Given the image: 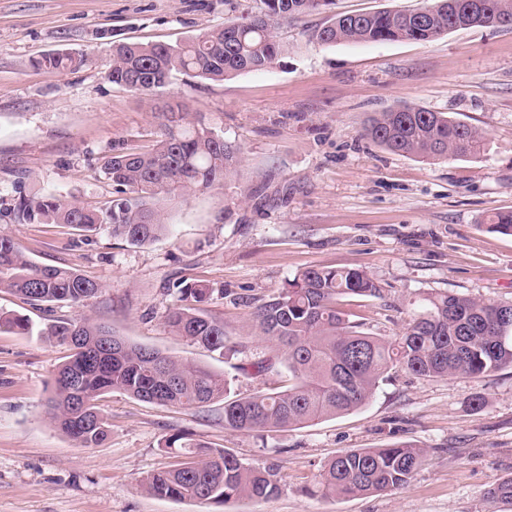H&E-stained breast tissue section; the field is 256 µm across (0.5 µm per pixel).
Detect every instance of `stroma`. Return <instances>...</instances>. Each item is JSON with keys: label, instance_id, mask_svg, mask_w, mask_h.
Segmentation results:
<instances>
[{"label": "stroma", "instance_id": "stroma-1", "mask_svg": "<svg viewBox=\"0 0 512 512\" xmlns=\"http://www.w3.org/2000/svg\"><path fill=\"white\" fill-rule=\"evenodd\" d=\"M421 4L334 0L330 12L278 25L288 48L280 65L222 81L179 73L159 100L109 80L113 44L175 45L241 18L255 0H0V236L101 285L80 309L0 291V313L34 328L0 332V512H496L489 489L512 476L511 368L434 380L395 369L359 409L282 432L226 429L220 401L187 409L120 392L99 401L110 425L100 447H77L47 418L52 377L68 350L39 331L80 313L223 373L244 397L288 385L281 349L254 335L253 313L308 268L366 272L380 296L340 306L385 338L402 334L429 294L512 303V235L487 223L512 211V29H458L426 43L325 45L312 37L331 12ZM56 52L86 62L41 66ZM167 101L186 103L243 153L224 186L167 195L164 236L134 246L106 226L85 234L15 220L18 188L109 206L115 190L101 170L105 157L116 144L151 150ZM397 106L476 128L483 151L433 164L381 148L365 136L366 120ZM184 279L212 288L206 309L224 321L223 353L166 327L172 286ZM260 362L267 371H249ZM174 434L273 467L279 494L223 505L148 494L141 481L172 463L164 443ZM398 443L427 451L407 488L352 499L315 493L337 454Z\"/></svg>", "mask_w": 512, "mask_h": 512}]
</instances>
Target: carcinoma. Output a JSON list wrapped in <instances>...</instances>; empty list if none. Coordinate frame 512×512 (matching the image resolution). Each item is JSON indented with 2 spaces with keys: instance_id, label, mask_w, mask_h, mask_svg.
I'll return each mask as SVG.
<instances>
[{
  "instance_id": "cac0c4a2",
  "label": "carcinoma",
  "mask_w": 512,
  "mask_h": 512,
  "mask_svg": "<svg viewBox=\"0 0 512 512\" xmlns=\"http://www.w3.org/2000/svg\"><path fill=\"white\" fill-rule=\"evenodd\" d=\"M333 0H256L255 10L176 46L118 43L112 46L109 78L146 97L164 94L172 76L190 74L224 80L266 70L287 52L276 26L312 10H328ZM512 27V0H423L415 10H378L333 15L317 30L324 44L412 40L429 42L470 27ZM53 68H71L84 57L58 52L42 58ZM159 139L147 153L112 149L105 173L118 196L104 212L53 194L20 195L12 213L22 224H69L94 232L103 224L131 245L148 244L168 231L158 207L160 195L224 185L235 171L241 148L224 133L189 118L183 105H166ZM366 136L386 150L426 160L480 155L483 136L442 112L393 108L368 120ZM487 223L512 235V211ZM37 302H65L75 308L95 296L100 284L66 264H43L28 257L12 238L0 236V290ZM211 289L202 282L178 284L165 323L176 335L224 353V321L206 313ZM379 286L354 269L311 268L254 312L253 330L283 347L291 384L248 397L231 395L224 375L188 360L132 343L85 315L51 324L41 332L69 347L52 381L51 423L77 446L95 448L109 436L97 401L120 391L138 400L184 408L224 400V427L278 432L354 411L366 404L379 381L394 368L421 378L477 377L512 367V304L440 293L424 298L401 336H372L338 307L345 296H378ZM28 333L20 316L0 314V331ZM165 447L180 448L174 463L148 474L143 488L177 501L225 504L265 499L279 492L271 467L243 463L233 454L209 450L174 434ZM422 448L398 444L358 448L331 460L320 473L317 492L345 498L402 490L420 469ZM493 501L512 512V477L496 481Z\"/></svg>"
}]
</instances>
